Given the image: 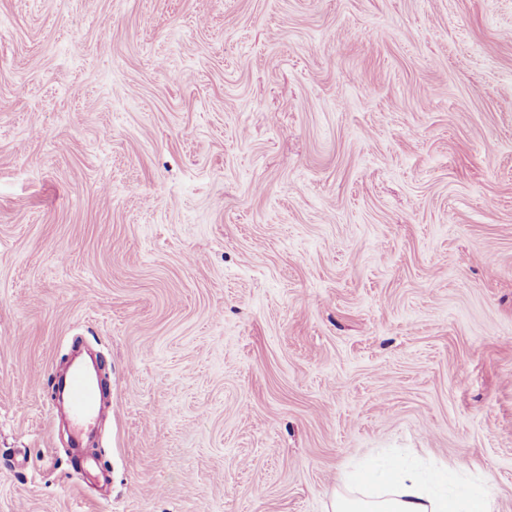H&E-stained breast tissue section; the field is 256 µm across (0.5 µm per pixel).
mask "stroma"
Here are the masks:
<instances>
[{"mask_svg": "<svg viewBox=\"0 0 512 512\" xmlns=\"http://www.w3.org/2000/svg\"><path fill=\"white\" fill-rule=\"evenodd\" d=\"M391 453L512 512V0H0V512H326ZM64 393L72 420L73 439L77 442L95 429L101 413V387L80 367H75L65 379Z\"/></svg>", "mask_w": 512, "mask_h": 512, "instance_id": "stroma-1", "label": "stroma"}]
</instances>
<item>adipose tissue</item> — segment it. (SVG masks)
<instances>
[{
	"mask_svg": "<svg viewBox=\"0 0 512 512\" xmlns=\"http://www.w3.org/2000/svg\"><path fill=\"white\" fill-rule=\"evenodd\" d=\"M351 492L334 493L330 512H494L487 491L468 492L437 473L421 478L410 467L389 459L348 476Z\"/></svg>",
	"mask_w": 512,
	"mask_h": 512,
	"instance_id": "obj_1",
	"label": "adipose tissue"
}]
</instances>
